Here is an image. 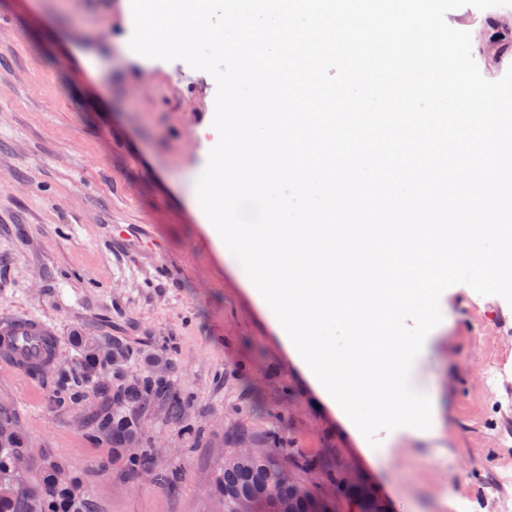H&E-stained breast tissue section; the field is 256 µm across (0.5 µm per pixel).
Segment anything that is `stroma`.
<instances>
[{"label":"stroma","instance_id":"stroma-1","mask_svg":"<svg viewBox=\"0 0 512 512\" xmlns=\"http://www.w3.org/2000/svg\"><path fill=\"white\" fill-rule=\"evenodd\" d=\"M1 17L12 26L0 31V321L47 323L69 362L77 333L166 357L202 427L196 440L162 406L145 415L152 467L178 471L174 485L120 463L101 471L97 461L112 450L85 435L99 398L62 414L49 404L50 379L0 368V403L29 436L28 480L55 460L84 479L98 512H223L214 480L225 456L279 434L292 443L282 463L333 512H356L334 473L369 485L381 512L403 503L455 512L462 502L480 512L493 471L512 466V447L495 443L512 431V305L465 284L442 293L421 368L438 395L440 436L401 435L390 460L370 462L240 286L194 205L186 176L218 141L213 77L198 70L188 83L184 61L134 53L123 0H0ZM446 22L475 47L512 42V6H465ZM90 59L98 67L88 73ZM147 70L155 73L148 102L130 91ZM489 365L505 375L488 392L477 380ZM316 458L325 467L304 469Z\"/></svg>","mask_w":512,"mask_h":512}]
</instances>
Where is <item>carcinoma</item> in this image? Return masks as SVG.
<instances>
[{"instance_id":"1","label":"carcinoma","mask_w":512,"mask_h":512,"mask_svg":"<svg viewBox=\"0 0 512 512\" xmlns=\"http://www.w3.org/2000/svg\"><path fill=\"white\" fill-rule=\"evenodd\" d=\"M79 353L73 365H56L55 349L47 352L41 363L27 365L32 376L53 374L54 390L50 405L69 413L86 407L90 395L105 403L96 408L87 422L88 437L106 439L112 448L124 452L127 471L135 474L148 468L147 454L125 453L128 448H143L147 441L142 431L145 414L153 405L164 407L168 419H184L186 400L171 384L170 376L157 378L151 372L128 374L140 358V351L130 343L99 336H74ZM121 363L112 365V355ZM270 451L263 457L231 454L224 460V470L216 477L215 491L224 503V512H236L239 498L258 497L275 487L283 497L294 494L300 480L288 474L279 460L285 441L276 434L268 437ZM28 437L14 409L0 404V512H97L95 500L79 477L56 461L46 462L39 478L32 484L22 479L16 468L19 456L27 455Z\"/></svg>"}]
</instances>
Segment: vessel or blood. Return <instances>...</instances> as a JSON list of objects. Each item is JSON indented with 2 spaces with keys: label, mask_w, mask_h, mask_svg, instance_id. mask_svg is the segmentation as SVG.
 <instances>
[{
  "label": "vessel or blood",
  "mask_w": 512,
  "mask_h": 512,
  "mask_svg": "<svg viewBox=\"0 0 512 512\" xmlns=\"http://www.w3.org/2000/svg\"><path fill=\"white\" fill-rule=\"evenodd\" d=\"M60 339L44 323L14 318L0 323V362L20 369L23 361L38 359L45 344H59Z\"/></svg>",
  "instance_id": "1"
}]
</instances>
